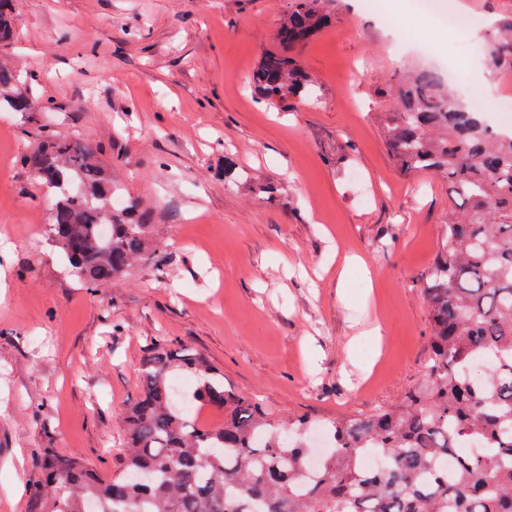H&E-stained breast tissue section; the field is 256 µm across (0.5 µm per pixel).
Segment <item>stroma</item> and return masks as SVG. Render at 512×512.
Segmentation results:
<instances>
[{
  "label": "stroma",
  "mask_w": 512,
  "mask_h": 512,
  "mask_svg": "<svg viewBox=\"0 0 512 512\" xmlns=\"http://www.w3.org/2000/svg\"><path fill=\"white\" fill-rule=\"evenodd\" d=\"M444 42L401 26L412 0H336L299 51L314 103L276 108L248 78L290 0H16L0 62L35 76L44 112H0V512H33L41 449L120 471L138 363L165 337L207 357L275 419L373 416L427 379L423 285L452 202L404 175L380 90L458 59L463 100L495 111L512 75L481 61L487 17L465 0ZM40 132L82 137L143 203L157 264L81 287L49 234L52 200L22 168ZM233 161L241 181L218 172ZM276 186L274 198L256 184Z\"/></svg>",
  "instance_id": "obj_1"
}]
</instances>
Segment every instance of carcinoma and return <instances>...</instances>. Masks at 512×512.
<instances>
[{
	"label": "carcinoma",
	"instance_id": "cac0c4a2",
	"mask_svg": "<svg viewBox=\"0 0 512 512\" xmlns=\"http://www.w3.org/2000/svg\"><path fill=\"white\" fill-rule=\"evenodd\" d=\"M329 21L322 0H291L276 48L252 75L263 101L316 97L294 51ZM16 23L14 0H0V43L14 38ZM487 65L512 73V12L494 24ZM381 94L395 104L379 122L399 171L441 176L453 201L423 287L426 383L369 418L279 422L226 388L202 354L157 340L139 362L121 471L44 448L38 512H512V133L494 130L431 68L392 79ZM0 109H43L31 82L3 64ZM21 164L52 196V241L83 287L150 260L139 201L122 196L87 143L45 135ZM488 354L494 360L476 382L472 365ZM207 405L224 410V423L197 422L194 409ZM321 431L331 445L310 477L307 437ZM466 442L485 452L451 477L437 469ZM370 450L386 457L384 468L361 466Z\"/></svg>",
	"mask_w": 512,
	"mask_h": 512
}]
</instances>
